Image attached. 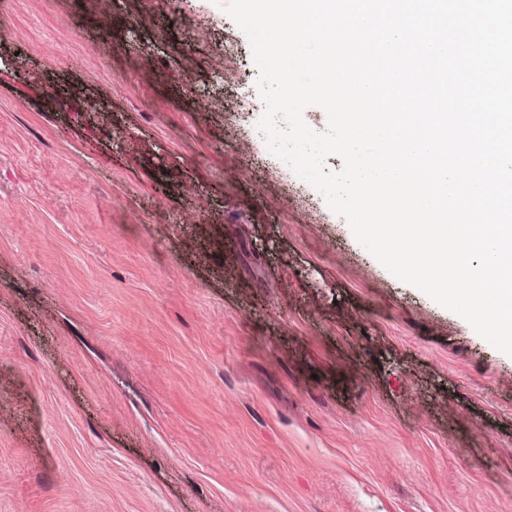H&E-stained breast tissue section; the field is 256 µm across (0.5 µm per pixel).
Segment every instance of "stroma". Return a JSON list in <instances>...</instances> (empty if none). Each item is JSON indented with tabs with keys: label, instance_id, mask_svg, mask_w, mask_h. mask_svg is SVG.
I'll return each mask as SVG.
<instances>
[{
	"label": "stroma",
	"instance_id": "1",
	"mask_svg": "<svg viewBox=\"0 0 512 512\" xmlns=\"http://www.w3.org/2000/svg\"><path fill=\"white\" fill-rule=\"evenodd\" d=\"M225 2L0 0V512H512V357L266 152Z\"/></svg>",
	"mask_w": 512,
	"mask_h": 512
}]
</instances>
